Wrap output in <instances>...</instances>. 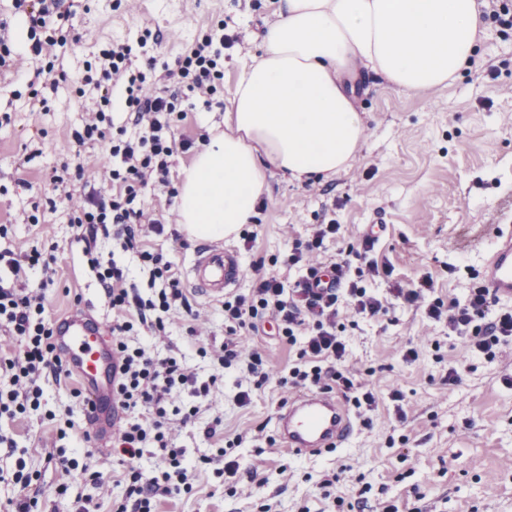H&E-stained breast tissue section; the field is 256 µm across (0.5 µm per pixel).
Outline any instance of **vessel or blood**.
Instances as JSON below:
<instances>
[{
    "label": "vessel or blood",
    "instance_id": "1",
    "mask_svg": "<svg viewBox=\"0 0 512 512\" xmlns=\"http://www.w3.org/2000/svg\"><path fill=\"white\" fill-rule=\"evenodd\" d=\"M244 275L238 250L231 245L198 250L188 283L198 294L217 300L239 285ZM485 288L512 300V225L500 231L479 272ZM57 344L88 396L87 421L100 444L111 441L122 419L113 395L117 360L108 345L109 329L86 306L60 319ZM279 436L289 451L313 456L345 445L353 435V419L343 401L327 393L309 392L291 399L276 417Z\"/></svg>",
    "mask_w": 512,
    "mask_h": 512
}]
</instances>
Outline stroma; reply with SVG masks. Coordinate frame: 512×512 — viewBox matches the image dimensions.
<instances>
[{"instance_id": "35a3bbf8", "label": "stroma", "mask_w": 512, "mask_h": 512, "mask_svg": "<svg viewBox=\"0 0 512 512\" xmlns=\"http://www.w3.org/2000/svg\"><path fill=\"white\" fill-rule=\"evenodd\" d=\"M113 3L72 0L65 24L69 40L57 51L66 79L57 90H44L48 108L43 111L31 104L44 59L29 52V12L15 7L14 0H0V31L14 49L30 55L24 79L0 71V225L8 228L0 234V251L22 257L36 248H55L53 279L37 272L22 281L24 287L44 291L46 313L55 320L88 302L104 321L112 319L84 261L85 244L67 222L66 196L81 194L84 185L70 177L52 183L64 167L80 164L96 177L97 188L112 190L110 180L98 175L106 142L78 150L71 139L97 102L96 96L80 98L74 92L86 73L85 60L101 41L130 39L147 26L161 34L162 58L170 62L183 43L220 16L225 35L233 39L224 48L229 90L242 65L260 55L261 34L276 19L280 0H126L118 10ZM354 95L366 125L356 161L332 178L303 185L269 172L268 191L251 222L255 246L242 251L243 263L284 257L288 242L281 229L286 224L303 238L316 224L343 225L344 236L325 243L331 259L347 256L366 226L377 224L382 231L373 257L393 266L392 281L429 279L434 297L463 299L493 247L498 225L512 219V29L487 22L473 67L445 88L428 94L405 91L365 72L354 84ZM224 114V108L200 103L186 108L175 133L177 139H192L193 150L170 157L168 185L152 182L141 193L144 208L167 220L163 235L148 230L142 242L172 260L182 279L205 242L183 232L177 187L195 151L223 131ZM32 214L42 215V223H29ZM390 283H371L388 301L386 315L345 313V363L367 371L378 396L371 427H357L335 451L292 454L276 439V416L289 392L272 380L253 390L249 406L239 407V377L224 370L215 391L194 398L200 408L195 423L172 424L177 444L198 468L192 493L162 498L157 512H259L263 504L272 512H337L338 502H356L363 489L372 512L388 501L400 512H512V359L491 362L467 351L444 324L426 323L422 311L393 300ZM189 299L199 312L195 322L172 315L164 339L147 334L143 340L159 356L181 353L187 370L205 380L214 369L192 343L198 338L211 349L221 348V303L194 292ZM191 325L197 336L188 335ZM424 325L439 348H420L415 361H403L402 350L417 346ZM452 366L462 369V381L453 389L446 382ZM77 385L74 379L46 381L38 408L0 422L16 442L13 456L0 458V469L11 472L25 463L27 472L38 477L43 512H78L84 504L90 512H112L125 496L123 467L108 451L88 459L76 448V437L87 430L85 410L72 393ZM395 388L402 390V402L391 400ZM400 409L406 414L402 424L395 420ZM217 416L225 439L241 441L234 451L240 470L233 479L198 464L215 446L203 429ZM51 452L88 459L101 480L65 474L48 462ZM333 473L338 481L324 486Z\"/></svg>"}]
</instances>
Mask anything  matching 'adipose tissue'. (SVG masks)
I'll list each match as a JSON object with an SVG mask.
<instances>
[{
	"instance_id": "adipose-tissue-1",
	"label": "adipose tissue",
	"mask_w": 512,
	"mask_h": 512,
	"mask_svg": "<svg viewBox=\"0 0 512 512\" xmlns=\"http://www.w3.org/2000/svg\"><path fill=\"white\" fill-rule=\"evenodd\" d=\"M484 31L476 0H281L231 91L224 133L184 173L179 223L220 240L251 222L268 170L300 183L348 170L364 118L346 76L365 67L429 93L472 67Z\"/></svg>"
}]
</instances>
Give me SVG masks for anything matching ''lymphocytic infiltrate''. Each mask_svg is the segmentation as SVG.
Listing matches in <instances>:
<instances>
[{"mask_svg": "<svg viewBox=\"0 0 512 512\" xmlns=\"http://www.w3.org/2000/svg\"><path fill=\"white\" fill-rule=\"evenodd\" d=\"M29 5L33 31L39 37L31 46L34 55L53 57L56 46L65 37L50 34L52 24L66 21L70 15L65 0H17ZM158 34L142 28L137 37L124 42H106L88 65V73L78 87V94L94 91L98 106L82 129L74 131L75 146L110 138L106 170L116 190L103 195L92 190L67 199L69 221L84 241V255L100 282L112 311L110 344L118 362L115 394L125 413L112 437V453L122 462L128 483L125 498L115 512H156L161 498L190 492L192 471L185 462L184 449L178 448L169 433L174 394L186 391L206 395L217 386V377L199 381L188 373L180 358L171 354L159 357L139 340L142 329L155 334L165 332L171 312L183 311L193 318L194 310L172 261L144 248L140 227L152 225L163 232L160 219L147 213L139 198L149 180L167 184L168 159L176 150H189L191 141L177 140L176 119L182 118V102L193 99L212 107L224 82V24L213 23L209 31L185 44L175 60L174 74L180 92L167 93L160 88L157 74ZM145 61L143 71L130 70L132 56ZM123 86L124 106L134 127L135 136L112 133V88ZM110 236L122 251L134 253L140 269L148 273L155 287L150 298H143L127 284L128 269L117 261L102 262L95 252L98 235ZM342 225H314L308 239H293L285 257L294 268V281L281 280L265 272L263 262L250 265L246 272L252 286L248 292L225 297L224 344L210 352L199 344L201 356L210 357L216 369H234L246 389L236 395L239 406L251 402L252 387L274 380L285 389H308L324 393L341 389L355 413L372 408L373 391L358 384L354 372L344 368L346 343L340 334L345 308L370 317L383 315L386 305L370 288L361 286L352 274L354 260H362L369 279L390 276L388 266L370 258L376 244L374 237L359 240L354 259L322 262L324 242L343 236ZM57 257L50 250L30 252L25 260L0 253V333L15 337L18 351L0 355V372L8 377L0 386V417L16 418L38 407L44 379H71L72 372L55 340V323L46 314L43 295L19 284L25 271L52 276ZM424 284H395L392 292L404 304L424 308L429 318L445 321L449 335L458 337L473 352L488 360L498 358L504 345L512 342V311H492L493 296L489 289L475 284L468 288L463 301L449 303L428 300ZM274 326L279 338L297 351V361L288 370L275 371L257 348L248 344L250 336L264 326ZM157 449L155 473L143 477L138 461L144 449Z\"/></svg>", "mask_w": 512, "mask_h": 512, "instance_id": "obj_1", "label": "lymphocytic infiltrate"}]
</instances>
